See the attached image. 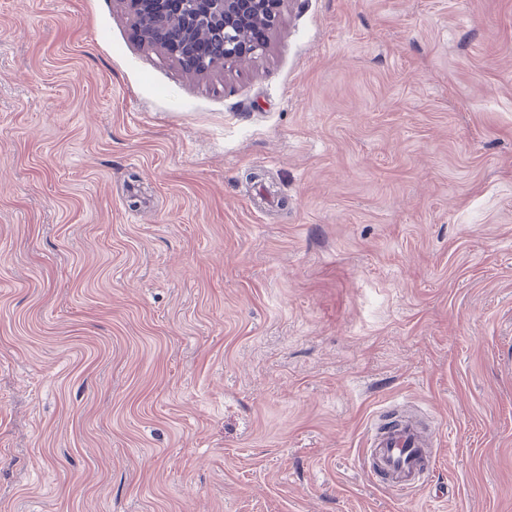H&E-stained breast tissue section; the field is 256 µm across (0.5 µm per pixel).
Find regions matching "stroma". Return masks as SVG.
I'll list each match as a JSON object with an SVG mask.
<instances>
[{"instance_id":"35a3bbf8","label":"stroma","mask_w":512,"mask_h":512,"mask_svg":"<svg viewBox=\"0 0 512 512\" xmlns=\"http://www.w3.org/2000/svg\"><path fill=\"white\" fill-rule=\"evenodd\" d=\"M440 452L374 484L386 409ZM512 512V0H285L187 74L0 0V512Z\"/></svg>"}]
</instances>
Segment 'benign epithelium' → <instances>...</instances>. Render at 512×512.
I'll use <instances>...</instances> for the list:
<instances>
[{"instance_id": "obj_1", "label": "benign epithelium", "mask_w": 512, "mask_h": 512, "mask_svg": "<svg viewBox=\"0 0 512 512\" xmlns=\"http://www.w3.org/2000/svg\"><path fill=\"white\" fill-rule=\"evenodd\" d=\"M126 0L135 20L139 39L166 56L195 67L200 73L229 71L238 64L265 53L268 34L279 23L282 0ZM176 22L180 35L170 36L168 25ZM209 30L213 42L210 52L196 51L195 35ZM251 31L244 41L239 34Z\"/></svg>"}]
</instances>
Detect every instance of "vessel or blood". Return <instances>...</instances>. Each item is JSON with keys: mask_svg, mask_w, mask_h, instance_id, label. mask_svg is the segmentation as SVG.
Returning a JSON list of instances; mask_svg holds the SVG:
<instances>
[{"mask_svg": "<svg viewBox=\"0 0 512 512\" xmlns=\"http://www.w3.org/2000/svg\"><path fill=\"white\" fill-rule=\"evenodd\" d=\"M437 450L424 435L422 423L409 415L395 417L387 427L371 429L362 461L387 488L412 493L425 486L437 463Z\"/></svg>", "mask_w": 512, "mask_h": 512, "instance_id": "1", "label": "vessel or blood"}]
</instances>
